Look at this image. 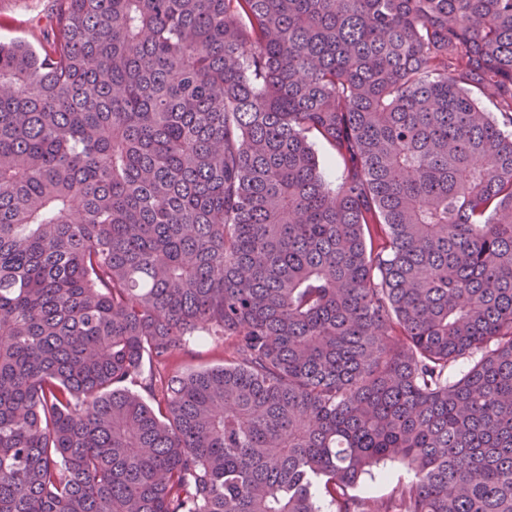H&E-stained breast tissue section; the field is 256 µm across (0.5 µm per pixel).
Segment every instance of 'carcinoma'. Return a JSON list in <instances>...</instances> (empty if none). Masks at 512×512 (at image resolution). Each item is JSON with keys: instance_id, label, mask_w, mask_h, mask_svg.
Wrapping results in <instances>:
<instances>
[{"instance_id": "cac0c4a2", "label": "carcinoma", "mask_w": 512, "mask_h": 512, "mask_svg": "<svg viewBox=\"0 0 512 512\" xmlns=\"http://www.w3.org/2000/svg\"><path fill=\"white\" fill-rule=\"evenodd\" d=\"M56 2L0 39V512H512V0ZM314 141L316 149L324 172L329 181L337 183L342 174V163L336 156L335 151L326 142L311 137ZM222 363L221 349L215 344L200 341L192 344L185 353L178 354L171 362L172 371ZM410 479V474L397 463L387 462L375 469V477H366L357 490L359 494H370L375 497L393 495L397 488Z\"/></svg>"}]
</instances>
